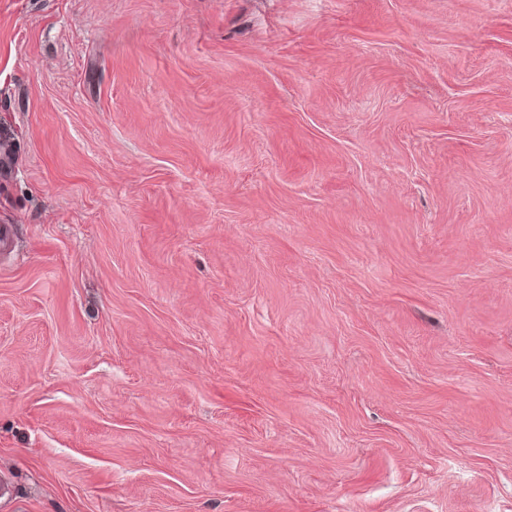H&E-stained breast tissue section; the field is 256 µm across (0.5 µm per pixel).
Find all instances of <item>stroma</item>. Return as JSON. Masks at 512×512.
Here are the masks:
<instances>
[{"mask_svg":"<svg viewBox=\"0 0 512 512\" xmlns=\"http://www.w3.org/2000/svg\"><path fill=\"white\" fill-rule=\"evenodd\" d=\"M0 512H512V0H0Z\"/></svg>","mask_w":512,"mask_h":512,"instance_id":"obj_1","label":"stroma"}]
</instances>
